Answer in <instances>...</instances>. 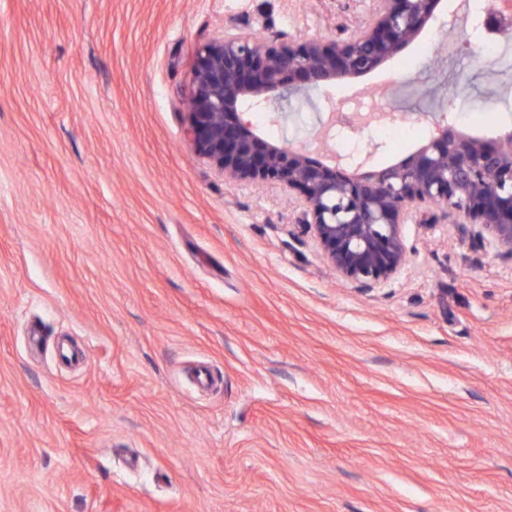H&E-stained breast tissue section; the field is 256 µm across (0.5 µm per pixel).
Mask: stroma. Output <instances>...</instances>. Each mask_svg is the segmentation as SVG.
I'll return each mask as SVG.
<instances>
[{
	"label": "stroma",
	"mask_w": 512,
	"mask_h": 512,
	"mask_svg": "<svg viewBox=\"0 0 512 512\" xmlns=\"http://www.w3.org/2000/svg\"><path fill=\"white\" fill-rule=\"evenodd\" d=\"M372 7L0 0V512H512V254L410 223L405 266L362 291L294 195L225 181L188 134L196 52L226 26L331 37ZM436 13L401 56L285 102L272 139L357 104L465 129L493 98L476 136L511 129L480 15ZM375 143L383 165L420 140L372 128L344 152Z\"/></svg>",
	"instance_id": "obj_1"
}]
</instances>
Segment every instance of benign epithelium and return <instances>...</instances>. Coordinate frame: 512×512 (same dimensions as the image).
<instances>
[{"mask_svg":"<svg viewBox=\"0 0 512 512\" xmlns=\"http://www.w3.org/2000/svg\"><path fill=\"white\" fill-rule=\"evenodd\" d=\"M440 0H374L367 22L342 37L284 42L240 24L198 49L187 99L190 136L226 181L280 182L300 194L299 224L311 231L336 273L364 289L387 280L406 263L400 225L416 207L429 221L480 224L512 254V131L490 143L428 118L436 132L395 164L370 156L328 164L336 122L329 113L316 147L268 141L247 119L263 108L280 125L276 104L337 81L368 74L416 42L436 19ZM481 26L512 31L499 0Z\"/></svg>","mask_w":512,"mask_h":512,"instance_id":"7a95c632","label":"benign epithelium"}]
</instances>
